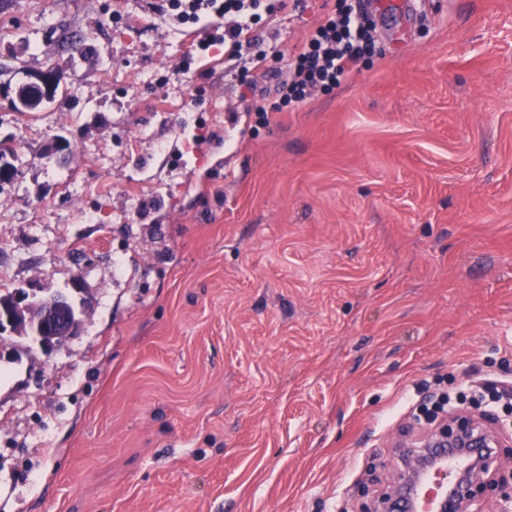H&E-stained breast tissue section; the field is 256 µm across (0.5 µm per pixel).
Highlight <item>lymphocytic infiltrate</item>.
Segmentation results:
<instances>
[{"label": "lymphocytic infiltrate", "instance_id": "1", "mask_svg": "<svg viewBox=\"0 0 512 512\" xmlns=\"http://www.w3.org/2000/svg\"><path fill=\"white\" fill-rule=\"evenodd\" d=\"M151 11L165 16L175 26L197 25L200 37L196 53L220 45L224 59L237 63L242 72L254 73L268 58L286 60L288 75L277 87L278 102L251 100V111L262 118L304 102L315 90L330 91L348 79L353 63L372 49V29L361 6L337 0L290 51L254 48L251 29L262 15L273 16L288 8V0H151Z\"/></svg>", "mask_w": 512, "mask_h": 512}]
</instances>
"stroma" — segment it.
Wrapping results in <instances>:
<instances>
[{
    "label": "stroma",
    "instance_id": "35a3bbf8",
    "mask_svg": "<svg viewBox=\"0 0 512 512\" xmlns=\"http://www.w3.org/2000/svg\"><path fill=\"white\" fill-rule=\"evenodd\" d=\"M417 4L265 125L223 54L177 72L198 30L143 0H0V269L91 301L52 354L0 343V512H374L420 383L512 382V0ZM484 423L464 512H512V408ZM61 80V73L57 70H42L33 74H30L29 80L26 84L31 88L32 91H35L39 88L46 89V87L52 83ZM60 84L54 85L51 89L47 91H35L32 92L28 87L20 86L18 88V94L20 96L26 97L29 100V105L25 110H18L22 112H33L39 109L44 103L51 101L55 98Z\"/></svg>",
    "mask_w": 512,
    "mask_h": 512
}]
</instances>
